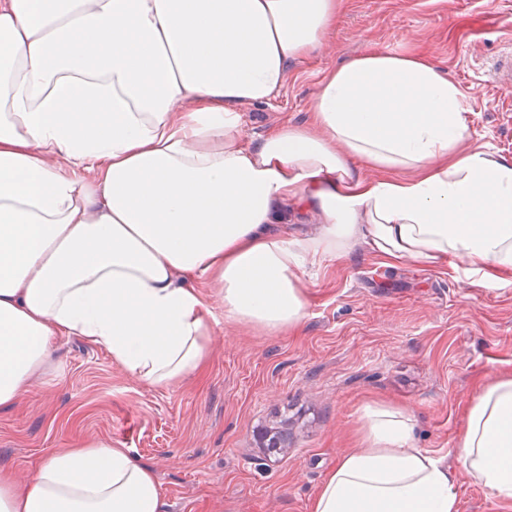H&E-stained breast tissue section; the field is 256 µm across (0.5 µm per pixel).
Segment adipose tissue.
Here are the masks:
<instances>
[{"label":"adipose tissue","mask_w":512,"mask_h":512,"mask_svg":"<svg viewBox=\"0 0 512 512\" xmlns=\"http://www.w3.org/2000/svg\"><path fill=\"white\" fill-rule=\"evenodd\" d=\"M342 0H0V411L26 404L56 342L107 349L168 388L202 374L214 308L300 326L305 263L358 244L392 266L512 275V161L470 143L458 85L425 58L366 52L320 85L316 130L246 141L289 61L321 49ZM314 212L311 234L278 223ZM205 280L212 295L196 283ZM453 451L512 498V373L470 401ZM153 466L73 438L0 469V512H161ZM442 456L403 409L366 407L310 512H458Z\"/></svg>","instance_id":"ef3b65f1"}]
</instances>
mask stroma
<instances>
[{"instance_id": "35a3bbf8", "label": "stroma", "mask_w": 512, "mask_h": 512, "mask_svg": "<svg viewBox=\"0 0 512 512\" xmlns=\"http://www.w3.org/2000/svg\"><path fill=\"white\" fill-rule=\"evenodd\" d=\"M512 48V0H344L318 52L289 61L266 105H240L259 144L280 125L314 127L312 100L345 59L369 49L414 53L466 95L471 142L512 160L504 91L488 71ZM307 314L270 336L215 310L207 373L158 388L130 379L106 349L60 338L26 408L0 412V468L30 471L50 448L97 435L157 470L162 512H307L339 455L354 446L366 405L408 409L418 447L443 455L459 512H512L449 455L476 391L512 371V282L453 267L386 266L366 247L305 266ZM287 430L282 453L261 430Z\"/></svg>"}]
</instances>
